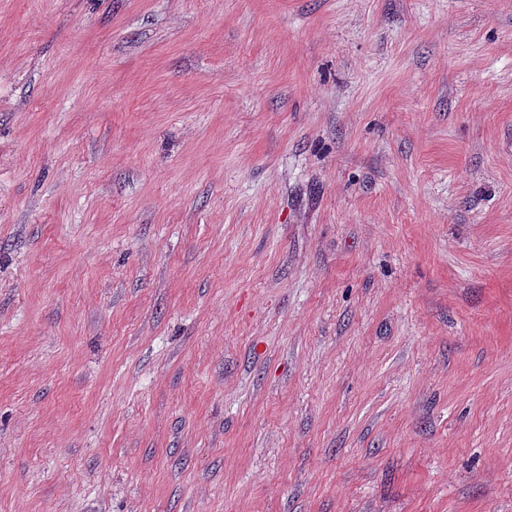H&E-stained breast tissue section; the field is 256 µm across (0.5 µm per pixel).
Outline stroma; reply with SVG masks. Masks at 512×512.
Returning a JSON list of instances; mask_svg holds the SVG:
<instances>
[{"instance_id":"obj_1","label":"stroma","mask_w":512,"mask_h":512,"mask_svg":"<svg viewBox=\"0 0 512 512\" xmlns=\"http://www.w3.org/2000/svg\"><path fill=\"white\" fill-rule=\"evenodd\" d=\"M0 512H512V0H0Z\"/></svg>"}]
</instances>
